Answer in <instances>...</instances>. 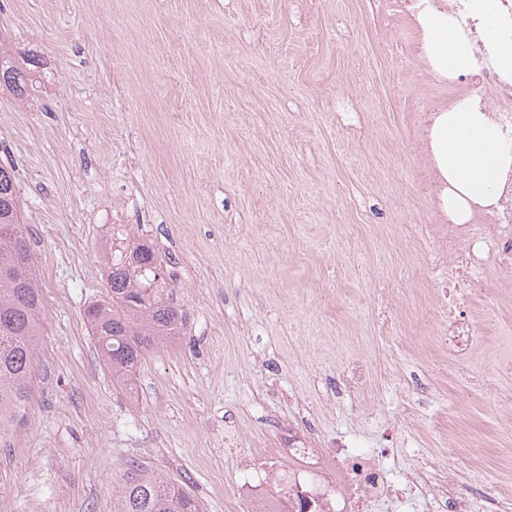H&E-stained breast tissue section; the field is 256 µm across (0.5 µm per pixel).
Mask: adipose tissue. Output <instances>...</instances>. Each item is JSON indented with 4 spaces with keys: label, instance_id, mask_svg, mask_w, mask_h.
I'll return each instance as SVG.
<instances>
[{
    "label": "adipose tissue",
    "instance_id": "ef3b65f1",
    "mask_svg": "<svg viewBox=\"0 0 512 512\" xmlns=\"http://www.w3.org/2000/svg\"><path fill=\"white\" fill-rule=\"evenodd\" d=\"M421 22L426 51L437 71L456 75L474 69V58L447 19L427 14ZM430 137L440 174L448 184V215L455 223H464L472 205L494 203L502 174L512 168V142L485 113L457 103L438 114Z\"/></svg>",
    "mask_w": 512,
    "mask_h": 512
}]
</instances>
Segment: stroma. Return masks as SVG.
Instances as JSON below:
<instances>
[{"mask_svg":"<svg viewBox=\"0 0 512 512\" xmlns=\"http://www.w3.org/2000/svg\"><path fill=\"white\" fill-rule=\"evenodd\" d=\"M380 0H0V32L42 80L0 88L46 306L35 394L0 447V512H117L131 467L204 512H237L252 445L301 439L422 457L512 485L493 349L442 346L448 276L432 222L428 109L459 87L421 71ZM152 243L176 343L135 389L85 318L107 297L112 227ZM512 316V271L479 273ZM399 432L389 440L387 430Z\"/></svg>","mask_w":512,"mask_h":512,"instance_id":"stroma-1","label":"stroma"}]
</instances>
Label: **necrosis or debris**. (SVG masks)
<instances>
[{"mask_svg": "<svg viewBox=\"0 0 512 512\" xmlns=\"http://www.w3.org/2000/svg\"><path fill=\"white\" fill-rule=\"evenodd\" d=\"M394 6L402 15L415 11L447 15L457 30L474 34L467 48L476 66L463 98L486 112L511 141L512 79L496 70L484 41L477 38L479 22L470 14L467 0H394ZM497 194L495 203L473 209L462 224L449 222L444 211L435 214L436 223L444 229L441 246L448 251V283L437 292L436 302L448 312V354L454 358L468 355L482 333V325L464 307L467 298L478 293L470 279L471 270L512 267V170L502 176ZM378 454L375 448L343 446L326 459L319 449L303 445L284 454L264 448L258 452L255 466L262 472L288 473L282 499L295 500L297 491L305 490L311 512H374L380 502L400 497L407 490L422 497L427 512H473L478 502L484 512H512L511 488L484 492L457 480L429 459L398 484L376 463Z\"/></svg>", "mask_w": 512, "mask_h": 512, "instance_id": "obj_1", "label": "necrosis or debris"}]
</instances>
